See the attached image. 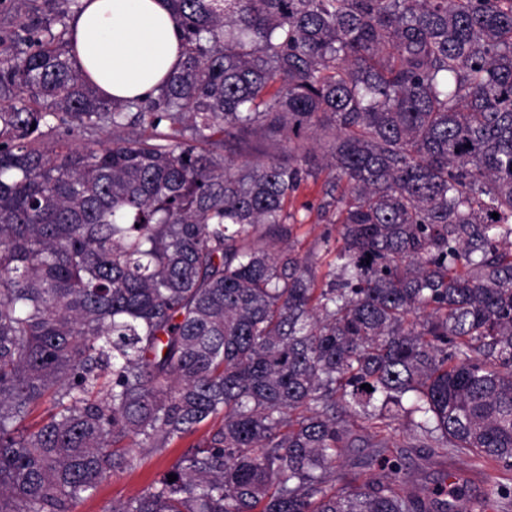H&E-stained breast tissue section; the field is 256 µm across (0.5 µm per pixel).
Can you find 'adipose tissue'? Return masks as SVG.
Returning a JSON list of instances; mask_svg holds the SVG:
<instances>
[{
    "instance_id": "1",
    "label": "adipose tissue",
    "mask_w": 512,
    "mask_h": 512,
    "mask_svg": "<svg viewBox=\"0 0 512 512\" xmlns=\"http://www.w3.org/2000/svg\"><path fill=\"white\" fill-rule=\"evenodd\" d=\"M71 25L77 69L108 98L157 94L181 61L169 0H83Z\"/></svg>"
}]
</instances>
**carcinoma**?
I'll return each mask as SVG.
<instances>
[{"label":"carcinoma","instance_id":"1","mask_svg":"<svg viewBox=\"0 0 512 512\" xmlns=\"http://www.w3.org/2000/svg\"><path fill=\"white\" fill-rule=\"evenodd\" d=\"M10 2L0 512H75L203 426L106 512H459L400 418L512 472V0H170L181 62L125 101L74 67L82 0ZM302 211L339 225L321 286ZM502 499L486 472L464 512ZM403 422L404 419L401 418L393 425L397 429L393 434L392 443L394 446H398L399 448H403L407 451L409 458H407L406 462L409 463L412 469L413 479L418 484L432 486L437 477L435 472L436 467L428 457L426 448H408L411 441L409 440L407 433L404 431V427L402 425ZM205 432L206 428H202L169 448L142 457L136 467L122 474H108L97 491L83 500L75 512H105L112 504V500L139 495L154 479L159 478L189 446L198 442ZM380 448H367L362 441H355L351 448H346V463L355 464V470L371 473L374 470V460Z\"/></svg>","mask_w":512,"mask_h":512}]
</instances>
